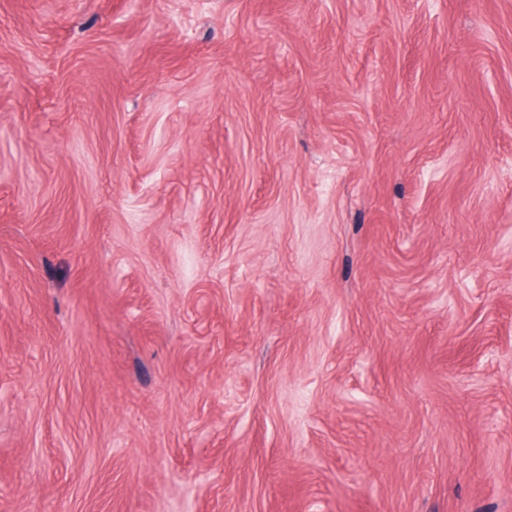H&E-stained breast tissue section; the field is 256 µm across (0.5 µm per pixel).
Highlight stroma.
I'll list each match as a JSON object with an SVG mask.
<instances>
[{
    "label": "stroma",
    "mask_w": 512,
    "mask_h": 512,
    "mask_svg": "<svg viewBox=\"0 0 512 512\" xmlns=\"http://www.w3.org/2000/svg\"><path fill=\"white\" fill-rule=\"evenodd\" d=\"M0 512H512V0H0Z\"/></svg>",
    "instance_id": "stroma-1"
}]
</instances>
